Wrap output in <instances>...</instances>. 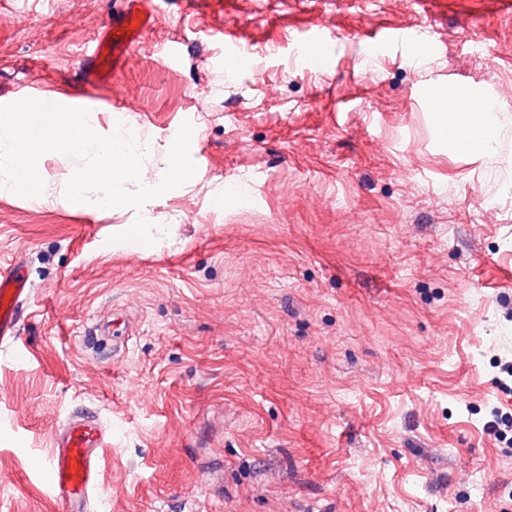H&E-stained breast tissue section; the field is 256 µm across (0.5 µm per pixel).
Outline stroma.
Here are the masks:
<instances>
[{
	"label": "stroma",
	"instance_id": "1",
	"mask_svg": "<svg viewBox=\"0 0 512 512\" xmlns=\"http://www.w3.org/2000/svg\"><path fill=\"white\" fill-rule=\"evenodd\" d=\"M152 4L119 71L85 79L114 0H0V105L39 82L105 135L123 100L145 183L186 121L197 166L139 210L71 205L66 155L48 201L0 193V268L33 288L30 360L0 344V512H58L35 473L79 411L112 430L97 512H512V438L486 428L512 416V13ZM231 27L253 66L227 83ZM400 28L424 55L381 41ZM445 80L495 103L493 159L441 134L423 90Z\"/></svg>",
	"mask_w": 512,
	"mask_h": 512
}]
</instances>
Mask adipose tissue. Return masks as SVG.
Masks as SVG:
<instances>
[{"label": "adipose tissue", "instance_id": "obj_1", "mask_svg": "<svg viewBox=\"0 0 512 512\" xmlns=\"http://www.w3.org/2000/svg\"><path fill=\"white\" fill-rule=\"evenodd\" d=\"M433 107L453 148L480 154L490 152L495 130L489 120L492 106L487 100L461 89L451 101H437Z\"/></svg>", "mask_w": 512, "mask_h": 512}]
</instances>
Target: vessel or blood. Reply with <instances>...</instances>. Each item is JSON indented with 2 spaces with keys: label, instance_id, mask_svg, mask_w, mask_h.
<instances>
[{
  "label": "vessel or blood",
  "instance_id": "1",
  "mask_svg": "<svg viewBox=\"0 0 512 512\" xmlns=\"http://www.w3.org/2000/svg\"><path fill=\"white\" fill-rule=\"evenodd\" d=\"M118 27H107L90 54L82 61L89 71L109 69L118 55L136 46L150 30L155 16L149 0H115ZM32 296L25 267L16 261L0 269V341H15L19 312ZM110 435L95 417L72 419L56 437L37 472L39 481L61 503L64 512H93L101 486L98 457Z\"/></svg>",
  "mask_w": 512,
  "mask_h": 512
}]
</instances>
